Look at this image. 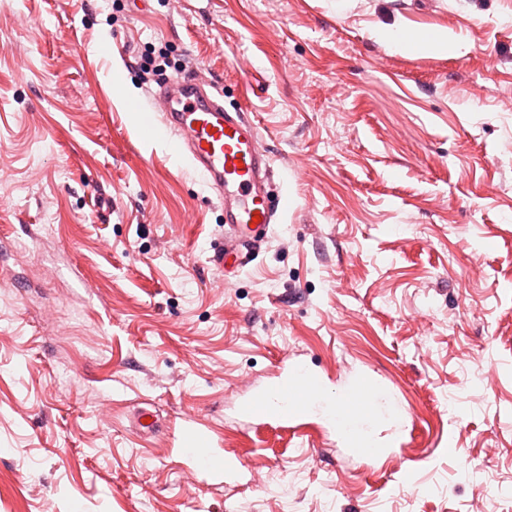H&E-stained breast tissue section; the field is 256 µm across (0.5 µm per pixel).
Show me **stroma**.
I'll list each match as a JSON object with an SVG mask.
<instances>
[{
  "instance_id": "stroma-1",
  "label": "stroma",
  "mask_w": 512,
  "mask_h": 512,
  "mask_svg": "<svg viewBox=\"0 0 512 512\" xmlns=\"http://www.w3.org/2000/svg\"><path fill=\"white\" fill-rule=\"evenodd\" d=\"M398 25L462 48L392 52ZM188 71L288 201L240 265L152 130ZM293 362L376 378L385 455L241 413ZM77 507L512 512V0H0V512ZM178 451L180 455L187 459L194 472L203 473L216 469L219 466L217 459L203 448L199 441L193 439H183L179 444Z\"/></svg>"
}]
</instances>
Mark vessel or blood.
<instances>
[{
    "mask_svg": "<svg viewBox=\"0 0 512 512\" xmlns=\"http://www.w3.org/2000/svg\"><path fill=\"white\" fill-rule=\"evenodd\" d=\"M159 97L163 108L158 136L178 135V149L193 171L208 186L237 195L238 206L226 214V223L237 226L244 239L251 233L253 223L271 224L274 213L265 196L268 160L244 113L226 111L220 99L186 77L166 85ZM324 388L317 375L302 365L292 364L279 381L247 401L243 411L261 423L274 419L286 424L319 413L329 425L346 434L353 453L375 457L377 448L364 438V417L376 412L382 398L374 394L371 380L360 379L346 391L352 402L360 406L355 413L341 412L334 399L323 397ZM179 453L195 472H209L218 466L217 459L202 451L197 441L182 440Z\"/></svg>",
    "mask_w": 512,
    "mask_h": 512,
    "instance_id": "vessel-or-blood-1",
    "label": "vessel or blood"
}]
</instances>
